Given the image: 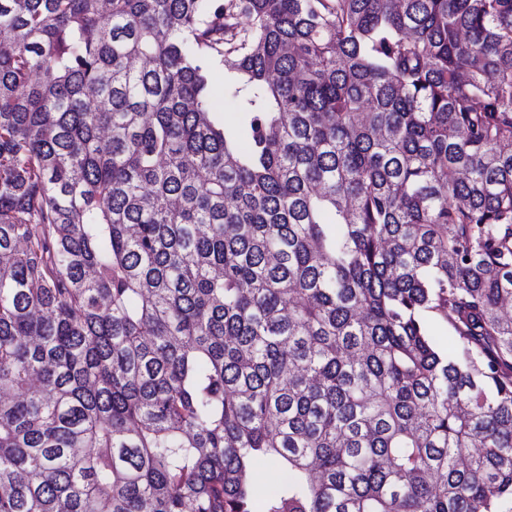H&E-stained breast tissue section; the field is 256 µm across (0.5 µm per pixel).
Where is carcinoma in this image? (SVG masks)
Here are the masks:
<instances>
[{"label": "carcinoma", "mask_w": 512, "mask_h": 512, "mask_svg": "<svg viewBox=\"0 0 512 512\" xmlns=\"http://www.w3.org/2000/svg\"><path fill=\"white\" fill-rule=\"evenodd\" d=\"M1 34L0 512H512V0ZM274 477L275 472L269 464L263 463L256 467L254 478L257 486V495L253 509L255 512H262L264 510L263 501L266 494L274 487Z\"/></svg>", "instance_id": "obj_1"}]
</instances>
